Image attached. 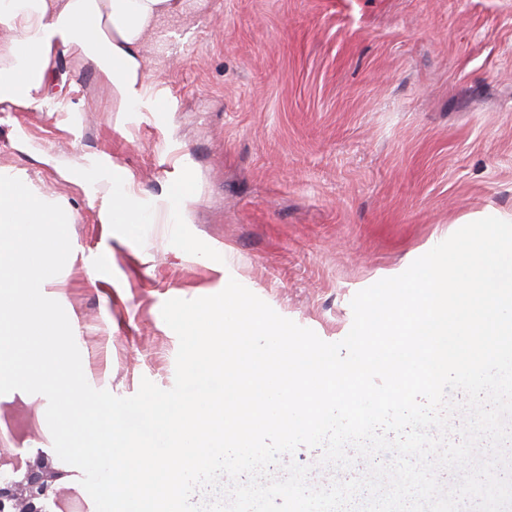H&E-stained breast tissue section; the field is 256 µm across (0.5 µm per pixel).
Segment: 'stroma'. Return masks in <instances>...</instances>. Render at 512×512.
Listing matches in <instances>:
<instances>
[{
	"instance_id": "stroma-1",
	"label": "stroma",
	"mask_w": 512,
	"mask_h": 512,
	"mask_svg": "<svg viewBox=\"0 0 512 512\" xmlns=\"http://www.w3.org/2000/svg\"><path fill=\"white\" fill-rule=\"evenodd\" d=\"M146 55L175 111H113L71 61L73 111H0V166L26 169L73 213L77 256L52 294L95 389L173 386L167 300L213 295L232 277L338 342L357 292L404 272L459 218L512 212V0H186ZM100 152L138 190L186 195L191 223L113 236L85 190L84 158ZM189 242L197 260L183 257ZM46 409L41 394L0 395V448L58 471L49 494L64 512H95L80 470L53 449ZM320 458L294 454L314 485L368 469Z\"/></svg>"
}]
</instances>
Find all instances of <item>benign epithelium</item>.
Returning <instances> with one entry per match:
<instances>
[{
  "label": "benign epithelium",
  "instance_id": "benign-epithelium-1",
  "mask_svg": "<svg viewBox=\"0 0 512 512\" xmlns=\"http://www.w3.org/2000/svg\"><path fill=\"white\" fill-rule=\"evenodd\" d=\"M57 477L42 465L28 467L20 480L0 472V512H51L46 500Z\"/></svg>",
  "mask_w": 512,
  "mask_h": 512
}]
</instances>
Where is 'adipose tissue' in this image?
Segmentation results:
<instances>
[{"label": "adipose tissue", "mask_w": 512, "mask_h": 512, "mask_svg": "<svg viewBox=\"0 0 512 512\" xmlns=\"http://www.w3.org/2000/svg\"><path fill=\"white\" fill-rule=\"evenodd\" d=\"M185 0H0V106L70 111L64 94L66 57L78 56L105 81L116 112H170L174 106L149 80L143 52L161 20ZM92 184H109L98 199L100 223L122 235L128 224L173 223L185 210L173 195L139 192L109 154L88 158Z\"/></svg>", "instance_id": "1"}]
</instances>
